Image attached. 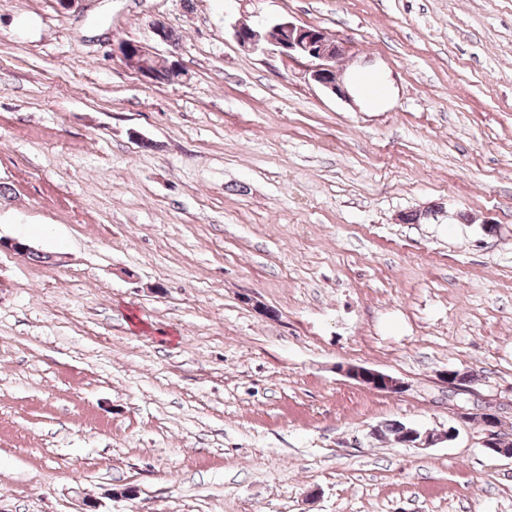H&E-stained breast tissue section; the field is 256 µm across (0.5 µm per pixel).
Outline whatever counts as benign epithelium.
<instances>
[{
    "label": "benign epithelium",
    "instance_id": "1",
    "mask_svg": "<svg viewBox=\"0 0 512 512\" xmlns=\"http://www.w3.org/2000/svg\"><path fill=\"white\" fill-rule=\"evenodd\" d=\"M233 31L237 44L245 50H256L265 42L276 47L287 57H299L313 62L310 77L315 83L338 96L349 97L347 88L337 80L334 67V63L341 55V48L329 41L322 29L281 20L265 33L242 25L234 27ZM112 55L120 58L125 65L136 70L150 82L156 81L159 71L172 70L176 66V62L158 57L139 44L124 41L113 46ZM341 372L372 390L394 393L403 388L400 380L374 369L348 365L341 368ZM401 428L402 443L413 448H429L453 437V431L450 429L435 433L404 424Z\"/></svg>",
    "mask_w": 512,
    "mask_h": 512
}]
</instances>
